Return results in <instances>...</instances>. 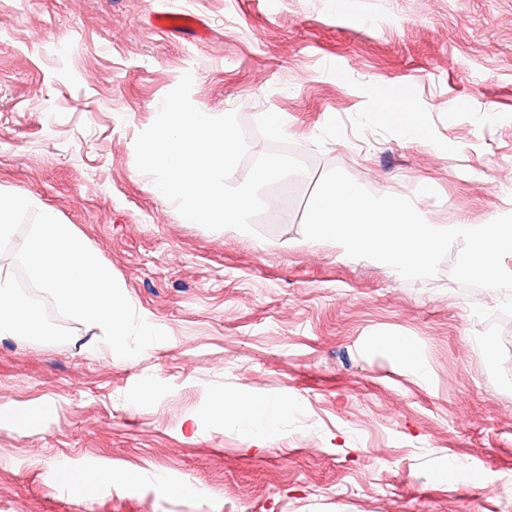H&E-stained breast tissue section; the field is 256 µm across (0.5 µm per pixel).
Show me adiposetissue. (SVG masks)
Returning <instances> with one entry per match:
<instances>
[{"instance_id":"adipose-tissue-1","label":"adipose tissue","mask_w":512,"mask_h":512,"mask_svg":"<svg viewBox=\"0 0 512 512\" xmlns=\"http://www.w3.org/2000/svg\"><path fill=\"white\" fill-rule=\"evenodd\" d=\"M287 401L272 402L246 395L216 396L209 408L212 418L237 427L255 446L271 442L277 434L274 413L286 411Z\"/></svg>"}]
</instances>
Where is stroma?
I'll list each match as a JSON object with an SVG mask.
<instances>
[{
  "label": "stroma",
  "mask_w": 512,
  "mask_h": 512,
  "mask_svg": "<svg viewBox=\"0 0 512 512\" xmlns=\"http://www.w3.org/2000/svg\"><path fill=\"white\" fill-rule=\"evenodd\" d=\"M187 72L192 103L250 135L232 184L270 147L258 114L282 115L309 159L287 221L212 231L153 194L135 139ZM379 96L415 103L421 139L370 120ZM333 167L439 224L512 213V0H0V190L74 225L168 335L133 358L78 322L65 343L0 338V512H512V391L472 312L501 295L449 259L409 282L307 244ZM223 393L288 400L264 449L209 417ZM46 400L47 420L6 418ZM102 466L112 483L63 478Z\"/></svg>",
  "instance_id": "stroma-1"
}]
</instances>
